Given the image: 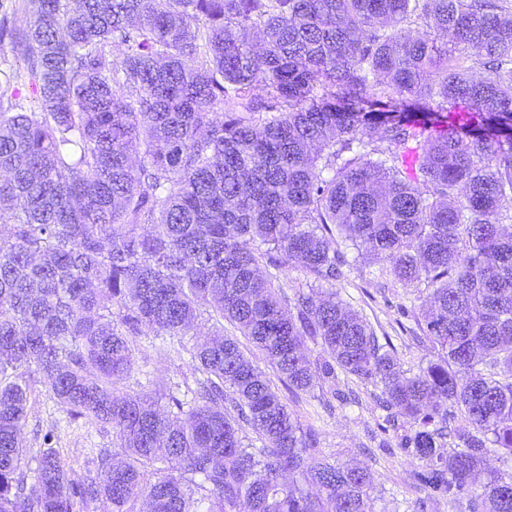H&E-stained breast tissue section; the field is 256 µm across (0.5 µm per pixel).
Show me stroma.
<instances>
[{"label":"stroma","mask_w":512,"mask_h":512,"mask_svg":"<svg viewBox=\"0 0 512 512\" xmlns=\"http://www.w3.org/2000/svg\"><path fill=\"white\" fill-rule=\"evenodd\" d=\"M377 264L369 257L357 260L348 279L337 282L341 299L362 314L377 335L390 337L404 370L418 372L437 356L420 330L409 308L415 298L411 289L387 283L376 275ZM136 365L130 376L118 385L119 391L165 392L176 384L194 380L189 354H176L165 336H142L137 340ZM244 351L271 379L272 386L303 425L312 427L324 455L341 463L367 465L373 476L371 497L374 512H417L419 499L427 490L414 478L419 463L407 450L399 448L398 429L386 422L377 403L379 385L351 375L338 374L334 391L314 389L293 394L278 380L276 371L257 354L252 345ZM53 432L55 446L77 476L91 479L97 473L89 451L112 445L111 428L63 411L50 395L42 375L30 381L29 419L24 444L29 455H36L42 436Z\"/></svg>","instance_id":"1"}]
</instances>
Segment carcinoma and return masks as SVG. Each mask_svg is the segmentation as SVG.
<instances>
[{
  "instance_id": "1",
  "label": "carcinoma",
  "mask_w": 512,
  "mask_h": 512,
  "mask_svg": "<svg viewBox=\"0 0 512 512\" xmlns=\"http://www.w3.org/2000/svg\"><path fill=\"white\" fill-rule=\"evenodd\" d=\"M28 5L24 27L0 18L41 103L0 85V512H373L370 471L321 455L226 321L290 390L338 368L380 383L430 498L512 512V472L475 484L512 455V17L488 0ZM339 243L429 292L437 360L405 373L339 298ZM284 266L328 287L285 296ZM203 311L191 398L116 391L137 337L185 350ZM35 373L111 426L121 452L96 449V478L47 432L28 483Z\"/></svg>"
}]
</instances>
